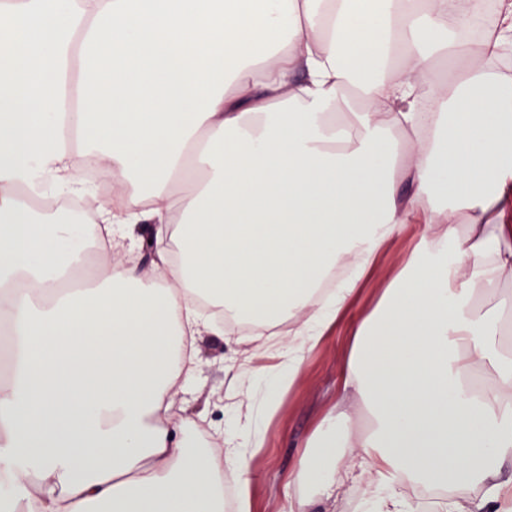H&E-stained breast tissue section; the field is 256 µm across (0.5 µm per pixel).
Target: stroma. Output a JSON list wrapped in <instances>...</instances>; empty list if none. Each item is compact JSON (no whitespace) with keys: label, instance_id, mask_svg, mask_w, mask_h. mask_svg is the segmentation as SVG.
I'll return each instance as SVG.
<instances>
[{"label":"stroma","instance_id":"stroma-1","mask_svg":"<svg viewBox=\"0 0 512 512\" xmlns=\"http://www.w3.org/2000/svg\"><path fill=\"white\" fill-rule=\"evenodd\" d=\"M379 296L377 280L360 292L346 321L333 327L323 342L309 351L294 384L280 396L267 420L264 444L251 463L252 512H287L288 478L307 451V444L339 395V378L349 356L351 323L370 312ZM203 379L201 396L185 400V416L199 449H214L216 430L223 428L232 404L227 397L225 369L233 353L223 336H203L197 342Z\"/></svg>","mask_w":512,"mask_h":512}]
</instances>
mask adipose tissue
<instances>
[{
	"mask_svg": "<svg viewBox=\"0 0 512 512\" xmlns=\"http://www.w3.org/2000/svg\"><path fill=\"white\" fill-rule=\"evenodd\" d=\"M457 0H0V512H224L264 423L408 225L417 245L352 330L341 395L289 485L338 499L349 455L366 512H415L409 478L484 486L440 512H512V0L469 40ZM465 61L454 79L437 61ZM435 110H420L422 96ZM411 146L395 189L397 137ZM114 193L97 224L37 208L21 181ZM201 178L177 193L189 172ZM153 225L150 266L127 264ZM108 265L62 291L98 227ZM350 270L323 298L336 265ZM209 299L224 310L214 319ZM495 299L493 308L482 301ZM287 324L274 372L250 340L227 367L224 455L193 448L174 392L227 322ZM490 372L473 389L469 379ZM360 404L370 428L351 429Z\"/></svg>",
	"mask_w": 512,
	"mask_h": 512,
	"instance_id": "ef3b65f1",
	"label": "adipose tissue"
}]
</instances>
